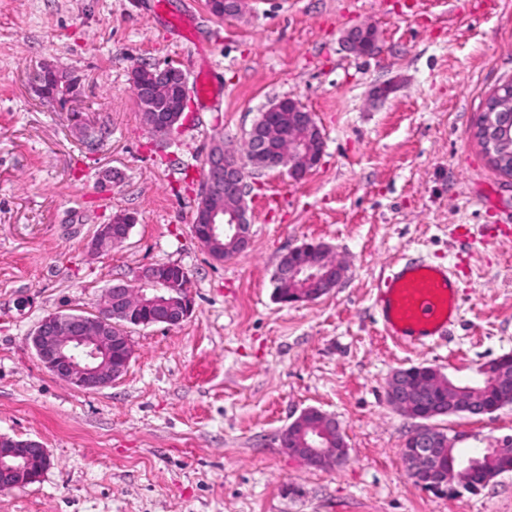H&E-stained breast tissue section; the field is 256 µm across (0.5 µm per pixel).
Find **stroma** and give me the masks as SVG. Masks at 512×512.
Wrapping results in <instances>:
<instances>
[{"instance_id": "stroma-1", "label": "stroma", "mask_w": 512, "mask_h": 512, "mask_svg": "<svg viewBox=\"0 0 512 512\" xmlns=\"http://www.w3.org/2000/svg\"><path fill=\"white\" fill-rule=\"evenodd\" d=\"M369 24L378 52L346 50ZM82 80L69 106L38 98L34 68ZM209 69L158 142L129 83L141 64ZM512 80V0H0V434L40 442L51 465L0 491V512H512V472L477 493L416 486L401 455L416 421L387 399L393 374L429 366L464 383L512 354V182L474 137ZM314 113L324 139L303 180L250 170V245L215 260L192 232L212 144L242 153L271 103ZM81 116L90 134L72 128ZM114 170L119 178L105 184ZM128 239L87 243L117 212ZM343 268L313 302L280 303L273 275L305 243ZM449 267L461 312L409 346L382 331L373 296L398 259ZM189 277L192 314L130 328L123 377L82 390L43 367L28 337L51 312L95 313L105 288L146 265ZM335 418L339 467L290 457L282 431L307 408ZM448 435H512V405L442 416Z\"/></svg>"}]
</instances>
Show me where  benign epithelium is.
<instances>
[{
	"mask_svg": "<svg viewBox=\"0 0 512 512\" xmlns=\"http://www.w3.org/2000/svg\"><path fill=\"white\" fill-rule=\"evenodd\" d=\"M245 0H207L211 14L236 17ZM377 31L371 26H356L345 33L344 47L361 56H368L377 47ZM51 76L55 88L62 90V100L78 91L79 79L72 72L52 64L39 67L34 75V90L42 92L45 77ZM136 102L143 125L156 138L166 139L183 118L188 105L189 88L185 72L167 64L137 65L130 72ZM268 118L248 133L253 153H267L266 165L271 171L287 169L288 176L300 181L319 163L324 140L312 113L303 110L297 100L285 97L266 109ZM474 135L483 141L486 158L498 168H507L512 159V84L501 85L490 97ZM246 168L215 145L204 159V175L199 185V201L192 231L205 249L219 244L220 238L244 249L249 243V217L246 192ZM135 217L119 212L107 224L99 225L91 240V248L100 252L104 245L116 246L129 236ZM315 253L330 254L325 243H305L288 253V261L278 265L274 282L290 285L302 277L310 287L290 294V302H310L328 294L340 280L343 268L338 263L324 268L301 256ZM194 301L187 294L179 298L155 300L146 292H135L126 283H115L106 289L103 301L92 315L50 313L36 325L31 343L41 364L58 379L85 390L106 387L126 373L132 358V344L126 328L165 324L176 326L192 313ZM118 315L126 322L121 329L105 325L103 315ZM429 388L417 386L399 374L388 388L389 402L404 414H412L419 423L406 439L402 449L411 475L421 487L446 490L448 477L460 484L467 483L474 473L472 464L456 460L445 465V450L434 437L427 420L428 389L438 385V379L428 377ZM476 389L456 391V411L469 415H484L485 409L472 399ZM322 428L309 426L293 443L281 438L289 456L315 468L336 465L348 452L329 443L333 434L341 432L339 423L323 413ZM46 448L34 440L14 439L0 435V487L14 488L37 481L47 468Z\"/></svg>",
	"mask_w": 512,
	"mask_h": 512,
	"instance_id": "7a95c632",
	"label": "benign epithelium"
}]
</instances>
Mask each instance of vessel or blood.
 <instances>
[{
    "mask_svg": "<svg viewBox=\"0 0 512 512\" xmlns=\"http://www.w3.org/2000/svg\"><path fill=\"white\" fill-rule=\"evenodd\" d=\"M374 306L387 336L421 345L445 335L461 311L453 274L424 259L393 264Z\"/></svg>",
    "mask_w": 512,
    "mask_h": 512,
    "instance_id": "vessel-or-blood-1",
    "label": "vessel or blood"
}]
</instances>
